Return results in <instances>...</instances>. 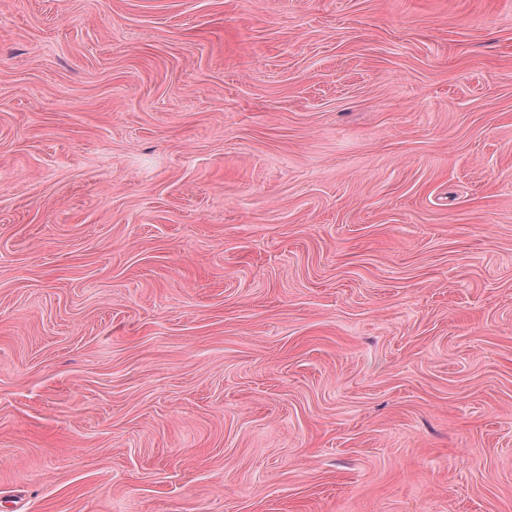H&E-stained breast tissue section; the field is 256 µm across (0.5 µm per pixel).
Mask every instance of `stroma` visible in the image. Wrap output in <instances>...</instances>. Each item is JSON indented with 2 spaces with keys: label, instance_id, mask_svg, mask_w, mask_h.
Masks as SVG:
<instances>
[{
  "label": "stroma",
  "instance_id": "obj_1",
  "mask_svg": "<svg viewBox=\"0 0 512 512\" xmlns=\"http://www.w3.org/2000/svg\"><path fill=\"white\" fill-rule=\"evenodd\" d=\"M0 512H512V0H0Z\"/></svg>",
  "mask_w": 512,
  "mask_h": 512
}]
</instances>
